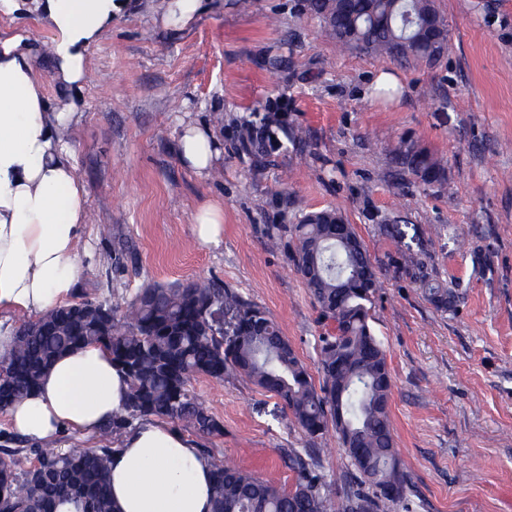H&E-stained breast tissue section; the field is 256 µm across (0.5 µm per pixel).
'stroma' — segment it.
Listing matches in <instances>:
<instances>
[{
	"label": "stroma",
	"mask_w": 512,
	"mask_h": 512,
	"mask_svg": "<svg viewBox=\"0 0 512 512\" xmlns=\"http://www.w3.org/2000/svg\"><path fill=\"white\" fill-rule=\"evenodd\" d=\"M135 2L90 50L82 117L64 132L87 190L76 294L221 279L271 314L315 377L328 325L264 229L340 209L382 282L371 326L411 512H512V0H435L449 49L429 66L337 49L299 0H211L183 28L162 25V0ZM384 72L398 92L378 89ZM268 115L303 130L304 153L282 134L265 158L239 153L240 124ZM188 124L220 144L207 173L180 156ZM405 135L443 156L451 190L398 166ZM207 203L224 210L217 246L193 232ZM408 247L424 271L401 268ZM424 272L459 290L454 309L427 300ZM191 389L224 427L184 428L204 455L294 485L285 457L308 441L279 399L235 379Z\"/></svg>",
	"instance_id": "stroma-1"
}]
</instances>
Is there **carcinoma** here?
Listing matches in <instances>:
<instances>
[{
	"label": "carcinoma",
	"instance_id": "1",
	"mask_svg": "<svg viewBox=\"0 0 512 512\" xmlns=\"http://www.w3.org/2000/svg\"><path fill=\"white\" fill-rule=\"evenodd\" d=\"M336 44L365 53L433 63L448 49V28L434 0H303ZM273 131L241 125L238 151L262 158ZM397 164L420 183L445 188L443 159L408 139L394 150ZM350 224L312 222L266 230L267 245L284 249L332 332L319 337L321 382L314 383L272 316L217 279L153 284L128 301L84 298L25 323L0 362V412L34 392L62 355L95 343L112 355L129 389L123 412L99 429L101 444L63 452L55 443L28 449L34 465L18 472L21 439L3 432L0 512H114L108 440L138 419L185 423L204 435L223 425L190 389L199 376L245 380L277 397L312 441L328 429L348 458L337 481L320 473L319 448L288 455L296 474L287 490L238 467L213 463L212 512H398L408 508L411 479L393 436L392 379L386 351L369 324L368 304L381 288L364 244ZM434 307H455L459 292L422 279ZM235 313L232 336L214 330L209 311Z\"/></svg>",
	"mask_w": 512,
	"mask_h": 512
}]
</instances>
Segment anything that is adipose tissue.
I'll use <instances>...</instances> for the list:
<instances>
[{
	"label": "adipose tissue",
	"instance_id": "ef3b65f1",
	"mask_svg": "<svg viewBox=\"0 0 512 512\" xmlns=\"http://www.w3.org/2000/svg\"><path fill=\"white\" fill-rule=\"evenodd\" d=\"M131 0H0V18L37 15L49 45L25 33L0 41V358L9 356L19 313L40 316L73 294L75 253L86 227V191L63 131L80 117L87 56ZM65 97L50 99L39 69ZM183 160L208 171L218 155L209 129L186 125ZM128 382L111 355L88 345L59 358L36 392L11 405L12 433L32 443L65 432L95 435L121 412ZM112 455L110 486L116 512H211L213 465L192 442L157 420L124 433Z\"/></svg>",
	"mask_w": 512,
	"mask_h": 512
}]
</instances>
